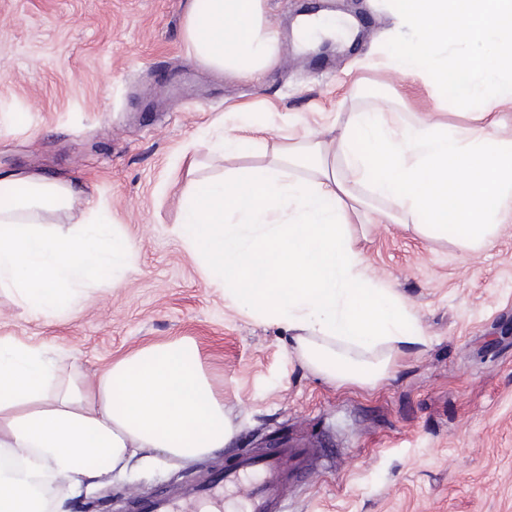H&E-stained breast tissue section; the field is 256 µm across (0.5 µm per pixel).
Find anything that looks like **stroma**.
Here are the masks:
<instances>
[{"mask_svg":"<svg viewBox=\"0 0 512 512\" xmlns=\"http://www.w3.org/2000/svg\"><path fill=\"white\" fill-rule=\"evenodd\" d=\"M186 5L0 0V171L80 182L61 229L98 207L131 247L119 286L102 279L60 315H35L0 294V336L52 346L65 381L100 375L153 343L193 339L233 425L224 448L195 460L135 458L70 493L68 512H122L132 495L189 481L273 437L325 451L293 487L288 512H512V223L477 253L396 224L360 241L370 274L425 337L372 387L312 371L293 331L233 305L179 236L192 179L260 165L212 149L257 114L280 128H320L384 106L432 112L454 128L474 124L481 103L395 75L400 22L388 0H269L280 36L310 8L354 17L359 33L332 56L285 54L250 81L190 57Z\"/></svg>","mask_w":512,"mask_h":512,"instance_id":"1","label":"stroma"}]
</instances>
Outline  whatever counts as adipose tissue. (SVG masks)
I'll return each instance as SVG.
<instances>
[{"mask_svg":"<svg viewBox=\"0 0 512 512\" xmlns=\"http://www.w3.org/2000/svg\"><path fill=\"white\" fill-rule=\"evenodd\" d=\"M391 7L406 26L394 70L479 100L481 125L353 112L320 132L228 135L220 154L257 150L264 164L193 181L180 210V235L210 282L246 312L298 330V357L341 385H375L401 349L424 341L413 314L366 273L353 224H399L476 252L512 223V131L496 116L512 102V85L500 81L512 66V0ZM183 36L197 62L239 79L281 56L267 0H189ZM460 44L474 52L467 62L435 64L437 48ZM77 194L66 179L0 173L1 293L52 314L126 265L131 250L110 225L89 218L73 231L49 229ZM59 372L51 347L0 336V452L25 463L0 476V512H41L33 478L74 490L139 454L191 460L232 434L193 341L145 347L91 381L65 383Z\"/></svg>","mask_w":512,"mask_h":512,"instance_id":"obj_1","label":"adipose tissue"}]
</instances>
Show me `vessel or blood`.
<instances>
[{
	"label": "vessel or blood",
	"mask_w": 512,
	"mask_h": 512,
	"mask_svg": "<svg viewBox=\"0 0 512 512\" xmlns=\"http://www.w3.org/2000/svg\"><path fill=\"white\" fill-rule=\"evenodd\" d=\"M313 449L296 442L260 452L243 451L224 469L208 471L196 480L167 486L148 495L133 497L131 512H191L217 501L229 488L250 483L245 506L225 505L224 512H288V490L314 465Z\"/></svg>",
	"instance_id": "obj_1"
}]
</instances>
